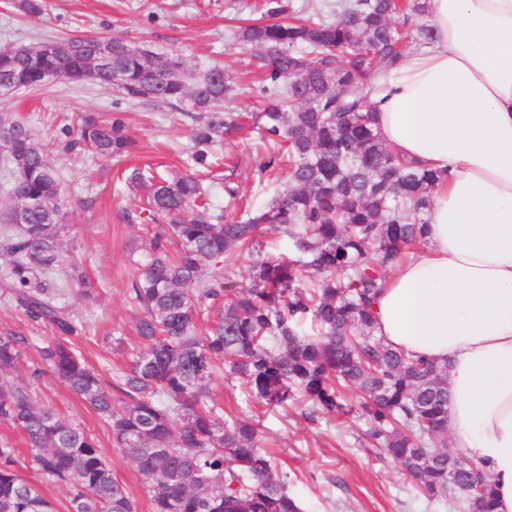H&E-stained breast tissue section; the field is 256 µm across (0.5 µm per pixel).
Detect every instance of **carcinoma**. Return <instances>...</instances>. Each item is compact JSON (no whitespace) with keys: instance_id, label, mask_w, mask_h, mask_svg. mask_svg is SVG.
<instances>
[{"instance_id":"1","label":"carcinoma","mask_w":512,"mask_h":512,"mask_svg":"<svg viewBox=\"0 0 512 512\" xmlns=\"http://www.w3.org/2000/svg\"><path fill=\"white\" fill-rule=\"evenodd\" d=\"M11 4L25 15L44 11V0ZM262 9L261 21L233 38L255 49L262 102L255 119L262 138L287 149L288 187L244 221H224L211 203L215 147L241 129L237 113L224 108L234 85L223 68L211 66L189 85L180 54L136 49L118 36L0 50V84L33 88L60 77L80 84L93 70L95 84L117 93L109 119L86 115L61 128L67 153L108 161L136 153L125 105L163 104L192 122L186 173L128 177L146 196L123 221L157 230L129 294L141 310L142 348L112 383L76 345L83 322L54 304L51 278L63 265L59 236L68 223L62 173L23 122L0 115L5 188L28 203L19 220L12 207L0 213V281L29 320L51 330L30 376L57 379L97 414L135 464L153 512H302L263 452L257 424L217 417L209 384L219 369L269 406L303 397L311 417L345 411L339 389L358 391L368 445L398 461L418 490L459 512H494L491 475L473 489L471 460L447 451L448 366L410 358L375 334L381 282L426 244L422 215L440 176L383 142L369 89L399 63L409 29L431 37L432 27L419 22L425 5L338 0L331 20L296 17L284 0H263ZM238 198L224 177V211ZM265 235L285 239L294 257L262 254ZM244 250L252 257L247 282L218 270L204 277L212 261ZM74 280L78 296L96 297L92 280L81 273ZM32 347L22 330H1L0 374L18 370ZM0 424L20 432L33 471L67 489L69 512H136L95 435L31 387L0 384ZM0 512H56L7 442Z\"/></svg>"}]
</instances>
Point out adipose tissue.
I'll use <instances>...</instances> for the list:
<instances>
[{
  "instance_id": "adipose-tissue-1",
  "label": "adipose tissue",
  "mask_w": 512,
  "mask_h": 512,
  "mask_svg": "<svg viewBox=\"0 0 512 512\" xmlns=\"http://www.w3.org/2000/svg\"><path fill=\"white\" fill-rule=\"evenodd\" d=\"M433 39L372 83L393 152L440 173L375 334L448 366V429L512 512V0H426Z\"/></svg>"
}]
</instances>
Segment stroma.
<instances>
[{"label":"stroma","mask_w":512,"mask_h":512,"mask_svg":"<svg viewBox=\"0 0 512 512\" xmlns=\"http://www.w3.org/2000/svg\"><path fill=\"white\" fill-rule=\"evenodd\" d=\"M259 15L260 0H46L45 12L33 17L0 0V49L52 36L114 34L157 53L178 51L190 76L214 64L223 66L239 88L232 105L244 118L243 130L225 151L237 164L233 179L246 207L256 209L284 181L259 171L269 147L254 127L253 116L261 110L250 91L256 61L253 50L235 42L231 30L239 20ZM115 98V92L95 84L63 78L0 95V114L23 121L45 146L49 162L64 173L70 215L60 235L66 262L53 280L57 302L86 322L81 348L88 363L112 374L126 371L133 358L139 312L129 301V289L153 233L122 219L124 211L139 207L141 198L126 178L147 162L168 171L181 169L193 146L192 124L180 113L159 105L131 106L126 121L140 145L136 158L111 163L86 152L65 153L58 140L60 128L78 124L87 114L111 117ZM77 270L98 285V300L78 297L72 278ZM212 391L219 416L235 414L257 423L263 450L286 476L288 491L303 512H454L448 504L418 495L397 463L363 447L367 424L356 409L355 394L345 396L350 414L309 417L301 403L280 408L257 402L235 379L217 378ZM36 392L41 402L93 432L113 475L136 500L137 512H152L135 465L96 414L53 377L37 383Z\"/></svg>","instance_id":"35a3bbf8"}]
</instances>
